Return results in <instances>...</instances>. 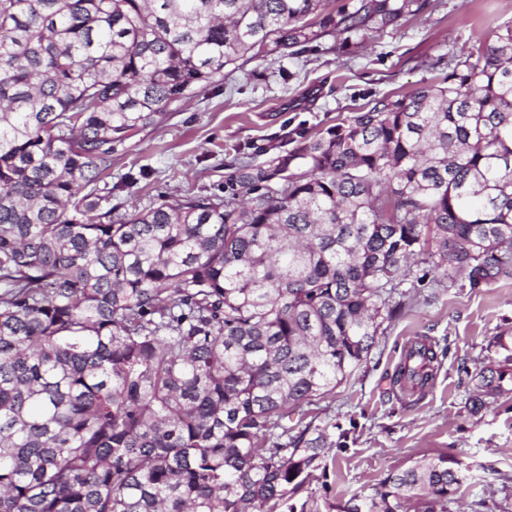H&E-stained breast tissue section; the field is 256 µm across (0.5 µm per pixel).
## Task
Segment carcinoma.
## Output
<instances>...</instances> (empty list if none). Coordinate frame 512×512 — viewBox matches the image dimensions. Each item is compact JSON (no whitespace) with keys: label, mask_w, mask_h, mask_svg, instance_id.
<instances>
[{"label":"carcinoma","mask_w":512,"mask_h":512,"mask_svg":"<svg viewBox=\"0 0 512 512\" xmlns=\"http://www.w3.org/2000/svg\"><path fill=\"white\" fill-rule=\"evenodd\" d=\"M329 2L0 0V512H308L333 442L288 417L367 358L416 257L474 287L512 265L509 23L438 84L262 163L236 147L222 196L112 206L116 148L224 69L425 6ZM490 346L474 414L512 385ZM438 363L419 343L393 383ZM466 480L441 454L338 509L455 512Z\"/></svg>","instance_id":"carcinoma-1"}]
</instances>
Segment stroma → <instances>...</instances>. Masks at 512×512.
Returning <instances> with one entry per match:
<instances>
[{
	"label": "stroma",
	"mask_w": 512,
	"mask_h": 512,
	"mask_svg": "<svg viewBox=\"0 0 512 512\" xmlns=\"http://www.w3.org/2000/svg\"><path fill=\"white\" fill-rule=\"evenodd\" d=\"M505 22H512V0H427L418 14L348 47L326 37L298 58L225 69L223 80L113 153V180L147 176L113 193L112 203L144 209L163 195L223 194L232 147L272 158L294 132L317 136L374 98L442 79ZM415 271L416 304L333 393L296 411L336 444L334 463L313 471L300 493L319 512L442 452L469 475L463 505L487 485L512 481V393L476 416L467 404L489 341L512 336V274L474 287L454 269L445 278L424 263ZM414 340L433 344L441 364L430 387L405 397L392 379Z\"/></svg>",
	"instance_id": "1"
}]
</instances>
